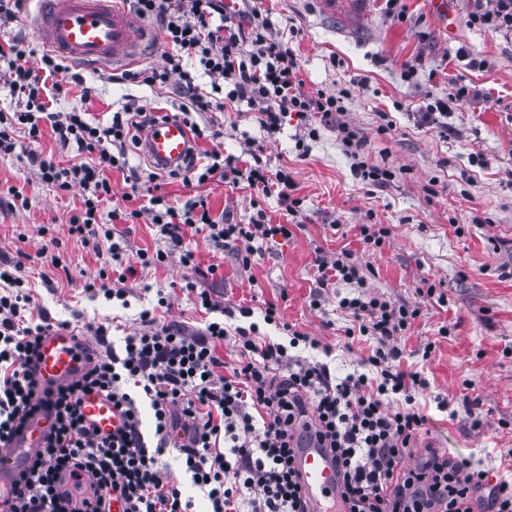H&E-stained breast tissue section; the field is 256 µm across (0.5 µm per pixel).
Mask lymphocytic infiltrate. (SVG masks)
<instances>
[{"mask_svg": "<svg viewBox=\"0 0 512 512\" xmlns=\"http://www.w3.org/2000/svg\"><path fill=\"white\" fill-rule=\"evenodd\" d=\"M132 2L140 17L159 21L166 64L127 70L123 77L148 87L174 85L181 97L178 115L191 133L187 160L167 169V176L189 174L200 185L217 176L264 193L274 189L289 211H296L299 201L289 195L287 170L272 172L261 162L203 149L206 134L193 118L243 101L272 135L287 113L313 114L325 122L341 112L335 96L305 90L295 54L262 18L263 0H251L244 25L233 23L224 0ZM31 54L20 37L0 44V74L11 91L26 99L24 110L0 113V157L20 148L18 132H25L29 144H38L46 122L59 143L87 155V162L71 167L33 156L43 182L65 192L82 188L68 233L85 247L106 246L120 257L114 225L146 215L174 242L185 230H206L216 248L235 250L239 265L247 268L256 241L292 236V225L270 223L261 210L247 224L216 219L200 196L179 208L159 194L144 211L105 210L112 199L105 170L123 171L127 181L139 183V172L128 168V148L140 146L139 131L158 121L164 106L155 99L150 107L113 113L107 125L79 111H50L71 65L46 52L37 76L28 66ZM188 57L197 59L209 77V91L184 70ZM44 77L50 86L41 85ZM195 300L212 315L197 330L159 322L149 309L140 314V329L118 346L109 342L106 325L94 326L100 350L90 370L44 391L29 364L51 324L47 316H35L30 290L17 270L0 267V451L26 417L41 411L54 417L53 439L21 475L8 512H112L116 499L126 512H194L192 497L164 461L171 449L178 451L211 512H307L296 455L309 439L328 449L341 471V512H512L511 478L492 484L481 461L434 448L413 451L426 425L415 407L425 381L419 373L394 370L399 351L392 342L417 318V309L377 298L342 299L353 318L347 337H371L377 345L363 358V373L339 380L328 364L299 354L302 346L319 348L309 334L289 330L284 343L261 334L260 324L280 325L277 306L266 307L259 324L251 322L250 308L239 307L250 324L231 328L216 318L224 307L213 290L196 291ZM229 339L238 351L231 365L220 352ZM92 392L105 395L123 416L118 433L103 435L87 423L81 399ZM145 406L153 418L149 436L143 431Z\"/></svg>", "mask_w": 512, "mask_h": 512, "instance_id": "f902f5d3", "label": "lymphocytic infiltrate"}]
</instances>
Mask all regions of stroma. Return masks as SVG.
Here are the masks:
<instances>
[{"mask_svg":"<svg viewBox=\"0 0 512 512\" xmlns=\"http://www.w3.org/2000/svg\"><path fill=\"white\" fill-rule=\"evenodd\" d=\"M448 4L455 21L445 30L428 0H402L403 22L385 14L384 0H265L274 31L297 55L306 90L339 98L341 114L324 124L288 113L271 138L243 103L212 109L202 121L219 133L212 149L226 156L256 150L269 170L287 168L298 211L287 212L276 193L263 196L217 177L201 186L179 178L161 184L173 205L201 194L213 216L231 223H250L261 209L272 223L295 225L292 237L260 243L251 268L242 269L233 250L215 248L204 232H187L176 246L143 218L125 227L124 261L161 249L169 254L166 265L137 269L126 282V301L89 297L85 284L113 261L67 234L82 190L64 193L42 182L23 154L0 158V192L13 187L29 200L0 214V264L27 253L22 275L34 309L82 335L106 324L116 342L161 295L171 307L160 320L203 327L206 315L187 294L189 283L215 287L235 314L253 308L256 323L273 303L284 322L329 345L314 357L340 377L359 369L369 348L347 342L343 298L419 308L396 340L400 370L420 372L427 383L418 394L428 418L418 448L482 460L497 477L512 474V30L477 21L482 0ZM73 71L79 80L54 111L82 109L106 124L123 106L152 98L149 88L112 78L111 67L78 64ZM459 81L475 86L478 97L430 113ZM308 124L319 130L311 140L303 137ZM347 129L361 141L359 153L343 143ZM360 160L392 170V181H363L355 174ZM365 226L389 228L390 236L378 247L364 243ZM52 237L59 240L58 268L52 257L37 255ZM185 250L194 252L195 264H181ZM320 256L349 257L362 283L320 285ZM213 265L221 273L215 281L205 275ZM234 322L243 319L236 314ZM468 379L473 389H466ZM471 412L482 419L480 429L472 428Z\"/></svg>","mask_w":512,"mask_h":512,"instance_id":"35a3bbf8","label":"stroma"}]
</instances>
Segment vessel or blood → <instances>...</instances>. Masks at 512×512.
<instances>
[{
	"instance_id": "b4317fda",
	"label": "vessel or blood",
	"mask_w": 512,
	"mask_h": 512,
	"mask_svg": "<svg viewBox=\"0 0 512 512\" xmlns=\"http://www.w3.org/2000/svg\"><path fill=\"white\" fill-rule=\"evenodd\" d=\"M46 8L35 19V31L47 46L92 64L123 65L134 59L144 28L115 0H45ZM189 133L177 118L156 122L145 136V149L155 160L179 161L187 151ZM90 343L76 331L54 329L44 336L34 371L45 389H53L79 377L88 367ZM83 410L104 433L117 429L121 419L105 397L83 399ZM52 420L39 413L15 436L11 448L0 453V508L13 498L14 479L45 448ZM297 465L311 512H331L337 499L338 477L325 449L308 444L299 449Z\"/></svg>"
}]
</instances>
